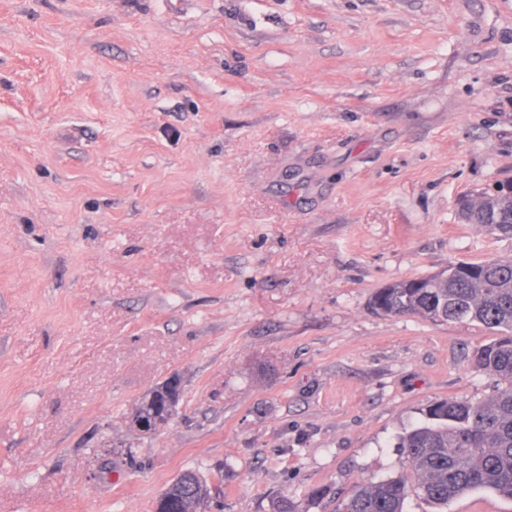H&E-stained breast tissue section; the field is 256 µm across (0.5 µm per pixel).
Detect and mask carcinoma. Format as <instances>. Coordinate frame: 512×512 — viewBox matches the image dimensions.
I'll return each mask as SVG.
<instances>
[{
	"mask_svg": "<svg viewBox=\"0 0 512 512\" xmlns=\"http://www.w3.org/2000/svg\"><path fill=\"white\" fill-rule=\"evenodd\" d=\"M460 218L499 238L512 239V202L487 209L463 208ZM371 308L380 315L414 314L431 322H477L492 340L475 360L501 387L482 400L448 399L431 403L426 419L400 436L408 473L357 484L336 512H404L415 496L435 512L477 489L512 500V258L452 264L433 274L378 288ZM161 385L149 390L136 413L154 430L168 424L160 416ZM209 487L194 471H185L165 490V512H197Z\"/></svg>",
	"mask_w": 512,
	"mask_h": 512,
	"instance_id": "carcinoma-1",
	"label": "carcinoma"
}]
</instances>
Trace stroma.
I'll return each instance as SVG.
<instances>
[{"label": "stroma", "mask_w": 512, "mask_h": 512, "mask_svg": "<svg viewBox=\"0 0 512 512\" xmlns=\"http://www.w3.org/2000/svg\"><path fill=\"white\" fill-rule=\"evenodd\" d=\"M504 180L512 0H0V512L400 474L433 401L497 390L492 334L369 299L512 258L456 209ZM167 379L165 381H167ZM162 383H159L154 388L149 390L142 397L138 407L135 410V413H138L140 416L151 421V425L154 427L153 433L170 422L169 420H165L162 416H160V412L162 411L164 404V397L158 389L162 387V391L166 392L167 403L172 409L176 408L183 392L182 383L178 379H169L163 386H161ZM209 487L194 471H185L165 490L166 501L161 505L165 512H197L202 497Z\"/></svg>", "instance_id": "35a3bbf8"}]
</instances>
